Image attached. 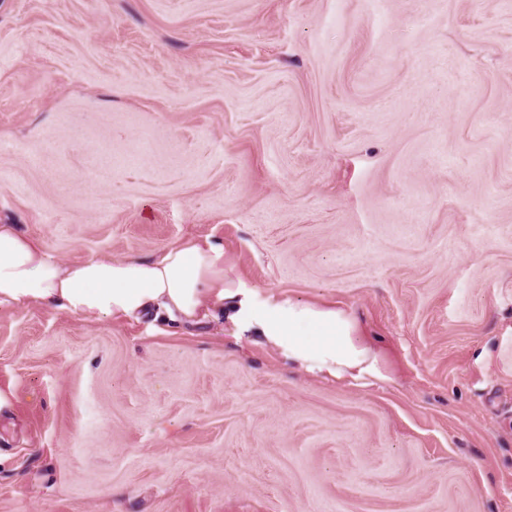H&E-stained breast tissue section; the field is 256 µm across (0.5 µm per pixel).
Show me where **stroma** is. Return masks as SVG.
<instances>
[{"mask_svg": "<svg viewBox=\"0 0 512 512\" xmlns=\"http://www.w3.org/2000/svg\"><path fill=\"white\" fill-rule=\"evenodd\" d=\"M0 224L209 240L391 371L0 306V512H512V0H0Z\"/></svg>", "mask_w": 512, "mask_h": 512, "instance_id": "obj_1", "label": "stroma"}]
</instances>
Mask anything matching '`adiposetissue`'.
<instances>
[{
	"mask_svg": "<svg viewBox=\"0 0 512 512\" xmlns=\"http://www.w3.org/2000/svg\"><path fill=\"white\" fill-rule=\"evenodd\" d=\"M2 304L109 319L150 312L181 321L227 304L241 331L262 336L305 373L357 387L391 379L382 353L347 311L273 296L256 300L226 267L222 247L192 237L152 260L63 263L13 225L0 224Z\"/></svg>",
	"mask_w": 512,
	"mask_h": 512,
	"instance_id": "obj_1",
	"label": "adipose tissue"
}]
</instances>
